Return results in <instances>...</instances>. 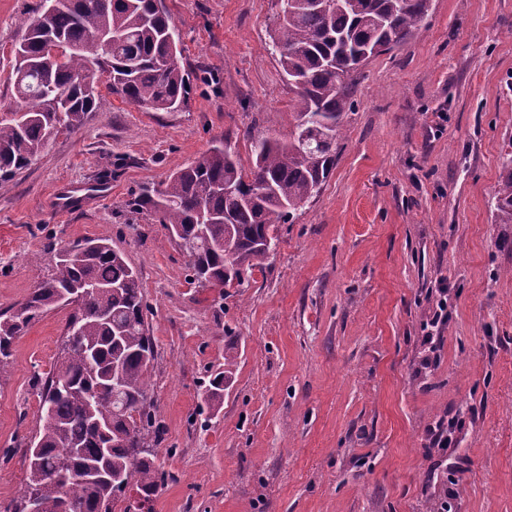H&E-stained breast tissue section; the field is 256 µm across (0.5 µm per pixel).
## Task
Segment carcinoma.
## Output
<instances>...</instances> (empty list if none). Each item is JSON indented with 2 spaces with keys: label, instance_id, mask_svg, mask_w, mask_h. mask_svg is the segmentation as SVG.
Wrapping results in <instances>:
<instances>
[{
  "label": "carcinoma",
  "instance_id": "1",
  "mask_svg": "<svg viewBox=\"0 0 512 512\" xmlns=\"http://www.w3.org/2000/svg\"><path fill=\"white\" fill-rule=\"evenodd\" d=\"M283 0L280 35L272 40L291 81L295 126L288 140L259 138L244 170L226 145L173 173L160 188L130 202L153 214L189 259L191 281L219 289L245 287V274L275 250V225L321 190L336 161V140L354 107V74L371 57L405 43L420 28L430 0ZM179 37L161 0H43L25 20L11 83L20 107L0 112V180L27 168L61 132L83 125L96 108L97 85L76 76L91 61L109 74L123 100L171 111L186 93ZM495 190L499 223L512 224V154ZM86 286L66 326L63 356L38 393L42 426L27 446L56 479L27 478L20 504L38 497L51 512H112L129 487L145 499L161 479L146 433L159 435L151 412L148 364L154 342L145 325L143 289L125 255L106 238L57 251L44 278L17 308L0 312V374L12 340L62 295ZM112 397L97 394L112 383ZM233 362L209 381V405L220 402ZM119 475L121 484H112Z\"/></svg>",
  "mask_w": 512,
  "mask_h": 512
}]
</instances>
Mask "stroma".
<instances>
[{"label": "stroma", "mask_w": 512, "mask_h": 512, "mask_svg": "<svg viewBox=\"0 0 512 512\" xmlns=\"http://www.w3.org/2000/svg\"><path fill=\"white\" fill-rule=\"evenodd\" d=\"M188 78L154 111L99 85L95 112L0 182V311L26 299L51 249L104 237L137 271L155 343L149 374L163 474L151 512H512V224L491 204L512 153V0H431L417 34L356 76L336 164L278 225L247 287L202 288L157 218L129 202L216 141L294 129L272 35L282 0H162ZM0 0V109L22 22ZM91 192L68 212L53 192ZM451 318L428 353L439 280ZM71 310L17 336L0 374V506L19 501L38 433V380ZM233 361L218 406L212 374ZM464 420L441 451L427 432Z\"/></svg>", "instance_id": "obj_1"}]
</instances>
